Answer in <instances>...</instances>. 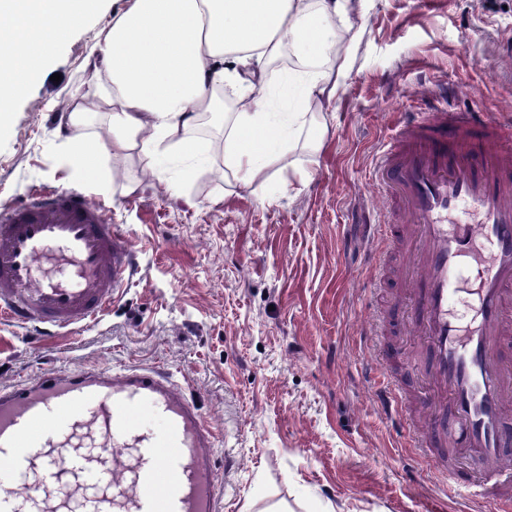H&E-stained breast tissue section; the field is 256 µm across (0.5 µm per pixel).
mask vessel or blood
Returning <instances> with one entry per match:
<instances>
[{"label":"vessel or blood","instance_id":"b4317fda","mask_svg":"<svg viewBox=\"0 0 512 512\" xmlns=\"http://www.w3.org/2000/svg\"><path fill=\"white\" fill-rule=\"evenodd\" d=\"M452 99L441 90L405 115L372 167L377 221L360 230L388 239L374 281L405 285L414 338L389 358L419 352L424 371L411 395L383 375L379 401L450 490L512 512V119ZM134 273L129 236L84 190L0 209V311L18 324L58 334L96 322ZM146 415L162 436L142 429ZM446 448L470 449L479 472L461 477ZM215 453L198 406L154 369L65 367L0 387V462L14 479L0 512H220Z\"/></svg>","mask_w":512,"mask_h":512}]
</instances>
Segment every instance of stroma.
Returning <instances> with one entry per match:
<instances>
[{
    "instance_id": "stroma-1",
    "label": "stroma",
    "mask_w": 512,
    "mask_h": 512,
    "mask_svg": "<svg viewBox=\"0 0 512 512\" xmlns=\"http://www.w3.org/2000/svg\"><path fill=\"white\" fill-rule=\"evenodd\" d=\"M124 5L101 0L15 102L0 133V208L40 188L85 189L129 235L135 276L100 321L50 340L0 320V387L80 364L168 374L218 431L222 512L248 501L257 512H471L368 394L377 382L357 332L378 305L388 346L401 345L408 307L398 279L371 288L358 227L376 221L373 159L422 89L452 88L464 109H512V0H370L319 152L229 190L224 140L203 136L211 164L186 177L172 167L175 191L126 157L106 158L99 180L60 159L61 113L74 95L98 108L84 61Z\"/></svg>"
}]
</instances>
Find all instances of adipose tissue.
<instances>
[{
  "instance_id": "obj_1",
  "label": "adipose tissue",
  "mask_w": 512,
  "mask_h": 512,
  "mask_svg": "<svg viewBox=\"0 0 512 512\" xmlns=\"http://www.w3.org/2000/svg\"><path fill=\"white\" fill-rule=\"evenodd\" d=\"M100 0H0V128L67 34ZM368 0H127L97 40L95 72L106 73L105 154L157 166L173 154L197 165L204 152L189 137L210 113L219 86L246 87L253 97L224 117V183L248 188L303 146L321 150L324 117L355 61ZM293 53L297 68L272 65ZM297 98L291 112L271 109L266 89ZM84 97L68 104L62 157L90 168ZM310 129V139L291 128Z\"/></svg>"
}]
</instances>
